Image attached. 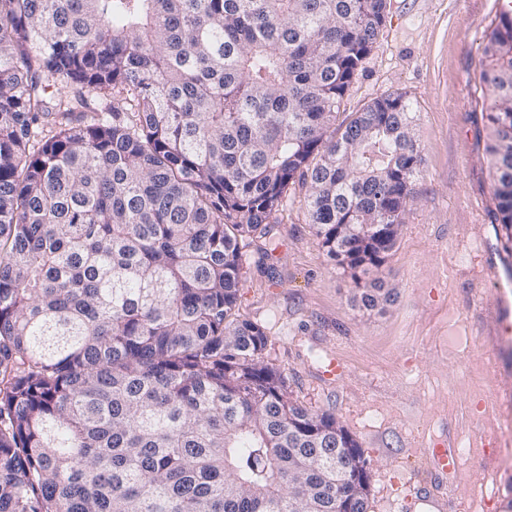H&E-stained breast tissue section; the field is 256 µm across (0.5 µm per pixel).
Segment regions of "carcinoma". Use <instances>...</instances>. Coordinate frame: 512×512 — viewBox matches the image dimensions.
I'll return each instance as SVG.
<instances>
[{
    "instance_id": "cac0c4a2",
    "label": "carcinoma",
    "mask_w": 512,
    "mask_h": 512,
    "mask_svg": "<svg viewBox=\"0 0 512 512\" xmlns=\"http://www.w3.org/2000/svg\"><path fill=\"white\" fill-rule=\"evenodd\" d=\"M385 12L0 0V512H336L356 495L350 472H319L362 448L288 397L239 282L301 183L351 303L390 300L376 273L420 172L415 113L387 94L340 118ZM484 55L511 241V15Z\"/></svg>"
}]
</instances>
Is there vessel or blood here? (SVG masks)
I'll return each instance as SVG.
<instances>
[{
	"mask_svg": "<svg viewBox=\"0 0 512 512\" xmlns=\"http://www.w3.org/2000/svg\"><path fill=\"white\" fill-rule=\"evenodd\" d=\"M495 319L492 349L500 357L512 349V295L507 291H500L498 295ZM424 455L430 466V479L406 494L403 512H455L457 505L448 496V478L458 469L459 448L439 443L425 449Z\"/></svg>",
	"mask_w": 512,
	"mask_h": 512,
	"instance_id": "obj_1",
	"label": "vessel or blood"
}]
</instances>
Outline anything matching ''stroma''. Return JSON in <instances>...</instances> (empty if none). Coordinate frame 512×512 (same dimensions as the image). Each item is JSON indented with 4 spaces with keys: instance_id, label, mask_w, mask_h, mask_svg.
Segmentation results:
<instances>
[{
    "instance_id": "35a3bbf8",
    "label": "stroma",
    "mask_w": 512,
    "mask_h": 512,
    "mask_svg": "<svg viewBox=\"0 0 512 512\" xmlns=\"http://www.w3.org/2000/svg\"><path fill=\"white\" fill-rule=\"evenodd\" d=\"M503 0H388L385 22L344 97L343 112L400 94L417 116L423 162L396 243L380 269L392 300L384 310L351 305L350 278L321 248L288 188L263 264L249 262L242 317L268 326L265 360L288 378L290 397L332 412L368 461L371 512H398L405 482L429 471L422 448L462 444L448 494L464 512H492L497 470L512 468L505 426L490 394L512 396V368L489 347L496 290L512 275V243L497 202L482 118V46ZM343 372L322 375L329 359Z\"/></svg>"
}]
</instances>
